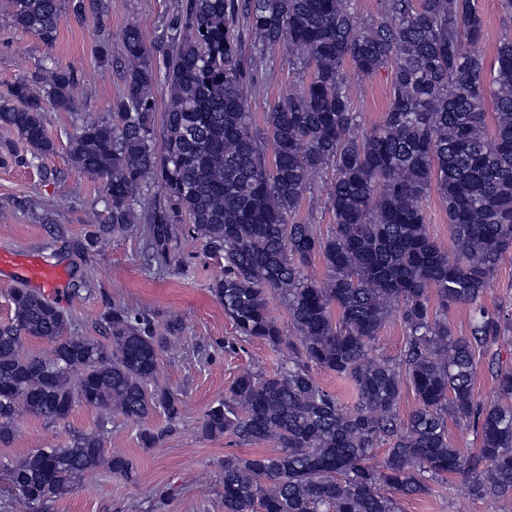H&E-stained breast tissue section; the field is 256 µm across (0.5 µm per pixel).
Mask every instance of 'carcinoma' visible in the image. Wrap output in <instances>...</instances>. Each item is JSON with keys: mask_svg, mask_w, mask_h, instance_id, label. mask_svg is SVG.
<instances>
[{"mask_svg": "<svg viewBox=\"0 0 512 512\" xmlns=\"http://www.w3.org/2000/svg\"><path fill=\"white\" fill-rule=\"evenodd\" d=\"M62 0H0L19 29L47 46L57 36ZM74 18L105 19L112 0H68ZM476 0H381L380 15L358 17L352 0H186L166 34L164 71L138 25L120 35L112 64L123 88L105 119L82 118L68 138L79 172L100 182L105 217L94 215L86 242L99 247L136 227L150 175L166 204L145 228L151 260L176 267L178 225L194 250L224 258L210 286L239 341L288 348L271 374L246 371L205 412L207 438L272 441L277 450L224 457V512H396L398 495L426 494L450 475L478 501L512 500V370L496 371L499 400L472 390L475 354L512 334V322L484 297L498 264L512 255V37L496 49L490 74L480 48ZM285 47L309 70L298 89L268 103L267 135L251 123L249 94L264 53ZM393 70L381 124L358 129L348 87ZM168 89L162 137L154 87ZM18 104L0 102V124L30 148V162L56 151L44 114H76L79 85L61 62L22 77ZM492 100L493 130L485 103ZM272 154H267L266 147ZM333 168L327 206L336 227L320 237L293 221L311 176ZM436 189L448 205L450 251L425 224L423 200ZM321 256L322 283L304 269ZM288 309L283 328L269 309ZM437 299L444 314L433 310ZM0 324V443L22 414L66 422L83 405L143 421L161 411L169 425L182 401L160 382V356L183 325L161 329L114 304L105 336H67L69 315L27 288L9 293ZM471 308L470 335L454 336L446 311ZM406 343L396 360L372 352L391 311ZM46 339V354L26 350ZM351 385L343 407L314 371ZM419 407L397 415L404 383ZM471 423L470 452L448 442L447 421ZM386 458L373 464L376 445ZM104 470L127 481L130 458L104 451L103 432L36 448L9 471L19 502L38 505Z\"/></svg>", "mask_w": 512, "mask_h": 512, "instance_id": "1", "label": "carcinoma"}]
</instances>
